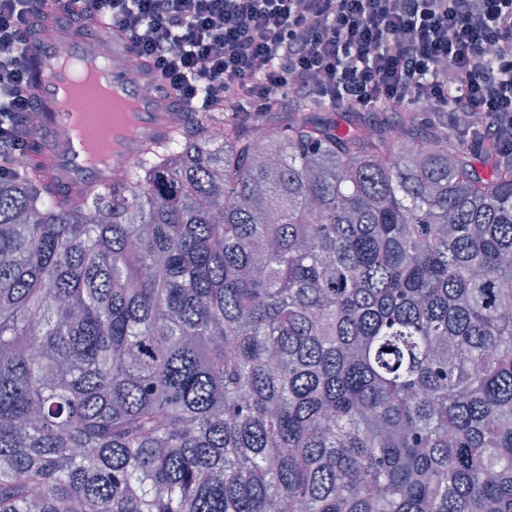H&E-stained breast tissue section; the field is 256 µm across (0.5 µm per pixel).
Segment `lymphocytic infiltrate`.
Instances as JSON below:
<instances>
[{
	"instance_id": "f902f5d3",
	"label": "lymphocytic infiltrate",
	"mask_w": 512,
	"mask_h": 512,
	"mask_svg": "<svg viewBox=\"0 0 512 512\" xmlns=\"http://www.w3.org/2000/svg\"><path fill=\"white\" fill-rule=\"evenodd\" d=\"M50 0H0V159L36 109L26 66ZM69 24L126 39L177 104L426 108L512 158V0H73Z\"/></svg>"
}]
</instances>
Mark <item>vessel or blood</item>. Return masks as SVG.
I'll use <instances>...</instances> for the list:
<instances>
[{
    "label": "vessel or blood",
    "mask_w": 512,
    "mask_h": 512,
    "mask_svg": "<svg viewBox=\"0 0 512 512\" xmlns=\"http://www.w3.org/2000/svg\"><path fill=\"white\" fill-rule=\"evenodd\" d=\"M58 32L57 40L40 45L29 67L30 82L39 99L38 110L47 128L57 129L70 121L71 116L62 111L61 103L73 89L74 65L85 64L97 68L112 96L137 103L140 127L134 136H127L123 127L112 124L108 117L100 119L124 157L138 158L145 142L162 140L171 127V101L161 93L142 95L143 82L153 80L154 75L127 52L122 34L116 31L92 38L66 25ZM50 161L58 184L70 190L102 186L112 180L110 164L95 155L92 139L85 134L54 145Z\"/></svg>",
    "instance_id": "obj_1"
}]
</instances>
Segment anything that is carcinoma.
<instances>
[{
	"mask_svg": "<svg viewBox=\"0 0 512 512\" xmlns=\"http://www.w3.org/2000/svg\"><path fill=\"white\" fill-rule=\"evenodd\" d=\"M306 110L191 112L74 195L28 139L0 512H512V163Z\"/></svg>",
	"mask_w": 512,
	"mask_h": 512,
	"instance_id": "obj_1",
	"label": "carcinoma"
}]
</instances>
